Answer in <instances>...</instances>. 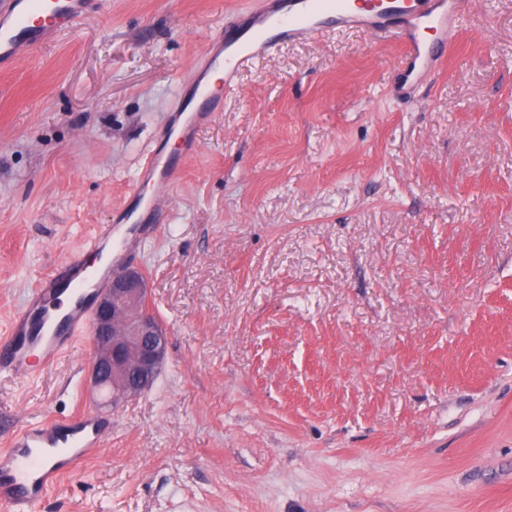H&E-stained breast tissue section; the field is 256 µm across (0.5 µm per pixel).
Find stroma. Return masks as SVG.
<instances>
[{
	"instance_id": "obj_1",
	"label": "stroma",
	"mask_w": 512,
	"mask_h": 512,
	"mask_svg": "<svg viewBox=\"0 0 512 512\" xmlns=\"http://www.w3.org/2000/svg\"><path fill=\"white\" fill-rule=\"evenodd\" d=\"M261 0H106L0 69V337L117 223L224 23ZM391 34L337 28L242 68L137 245L168 333L104 407L91 333L0 374L6 431L90 411L102 455L41 512H512V0H462L399 96Z\"/></svg>"
}]
</instances>
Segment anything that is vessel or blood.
I'll return each instance as SVG.
<instances>
[{
	"mask_svg": "<svg viewBox=\"0 0 512 512\" xmlns=\"http://www.w3.org/2000/svg\"><path fill=\"white\" fill-rule=\"evenodd\" d=\"M102 7V0H0V66H13ZM461 17L460 0H359L353 9L347 0H265L250 25H226L216 48L210 49L205 67L221 72L220 81L197 83L191 95H179L184 149L189 154L197 151L194 127L213 117L236 74L283 41L347 26L391 31L402 43L408 62L405 74L410 77L417 68L436 71L445 64ZM425 29L435 31L437 41L425 43L420 36ZM175 173L173 164L150 157L131 192L139 194L141 185L149 183L165 190ZM105 283V272L79 255L41 275L0 338V373L30 376L37 365L66 353L77 334L92 327V303ZM107 433L91 415L20 429L8 447L0 449V512H39L60 475L97 453Z\"/></svg>",
	"mask_w": 512,
	"mask_h": 512,
	"instance_id": "b4317fda",
	"label": "vessel or blood"
}]
</instances>
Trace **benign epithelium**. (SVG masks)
I'll return each instance as SVG.
<instances>
[{
	"mask_svg": "<svg viewBox=\"0 0 512 512\" xmlns=\"http://www.w3.org/2000/svg\"><path fill=\"white\" fill-rule=\"evenodd\" d=\"M146 301L144 277L126 269L112 275L98 304L90 379L114 406L148 390L164 360L166 332Z\"/></svg>",
	"mask_w": 512,
	"mask_h": 512,
	"instance_id": "benign-epithelium-1",
	"label": "benign epithelium"
}]
</instances>
